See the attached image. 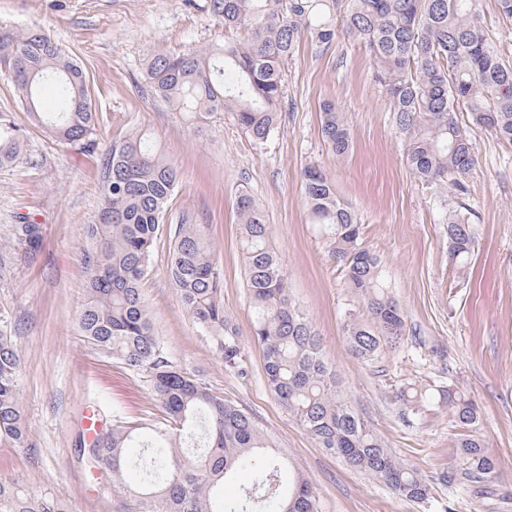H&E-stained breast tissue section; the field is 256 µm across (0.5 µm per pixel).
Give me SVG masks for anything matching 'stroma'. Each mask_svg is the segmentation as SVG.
Listing matches in <instances>:
<instances>
[{"label": "stroma", "instance_id": "1", "mask_svg": "<svg viewBox=\"0 0 512 512\" xmlns=\"http://www.w3.org/2000/svg\"><path fill=\"white\" fill-rule=\"evenodd\" d=\"M204 0H0V25L39 28L85 66L100 117L96 154H81L41 129L29 151L0 168V315L20 355L19 388L29 440L0 439V477L32 493L57 495L67 512H120L124 494L82 460L81 422L90 408L104 420L146 427L161 414L142 374L84 341L77 317L87 273L85 227L101 201V160L113 141L139 130L177 169L164 230L143 288L169 359L226 401L244 409L288 459L289 473L312 484L321 512H512V144L458 115L478 163L465 203L476 227L471 264L458 273L448 251V196L425 188L406 162V138L375 80L359 40L342 33L328 50L303 36L288 64L282 122L256 145L232 120L204 130L153 100L145 60L223 41ZM333 102L352 149L333 155L321 134V106ZM333 180L355 211L360 243L379 261L403 313L405 334L366 362L351 356L345 326L359 299L309 220L303 172ZM248 190L270 226V245L288 276L292 300L309 316L344 400L429 488L423 502L394 495L318 448L267 388L262 348L253 339L244 254L234 204ZM211 227L224 309L243 354L229 372L208 334L184 312L166 275L170 240L185 216ZM40 225L30 249L10 236L20 217ZM452 386L481 409L478 436L495 457L494 478L478 488L449 480L460 433L448 406L425 392Z\"/></svg>", "mask_w": 512, "mask_h": 512}]
</instances>
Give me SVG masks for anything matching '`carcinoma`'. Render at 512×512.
Returning <instances> with one entry per match:
<instances>
[{"instance_id":"1","label":"carcinoma","mask_w":512,"mask_h":512,"mask_svg":"<svg viewBox=\"0 0 512 512\" xmlns=\"http://www.w3.org/2000/svg\"><path fill=\"white\" fill-rule=\"evenodd\" d=\"M205 7L239 37L150 56L143 74L150 94L199 129L229 114L261 146L280 123L285 66L301 36L307 33L325 48L345 30L374 60L376 79L408 139L409 168L424 185L442 186L455 199L446 225L448 249L457 269L466 270L476 236L463 196L476 154L457 112H469L474 124L512 143V65L484 30L475 0H345L342 6L339 0H206ZM0 74L13 83L30 125L80 152H95L98 123L87 74L61 44L39 29L1 28ZM321 132L334 154L349 152L348 125L331 103L322 106ZM27 144V128L12 113L0 112V168L20 163ZM102 169V203L82 250L87 281L79 327L95 350L144 375L163 417L145 440L132 427L105 426L98 439L82 442V459L122 488L128 512H319L307 480H285L288 461L271 452L274 442L258 423L174 366L163 350L143 283L178 171L137 131L112 143ZM303 182L310 223L363 304L364 313H353L346 324L349 351L369 361L382 345L399 342L403 316L386 291L378 259L361 247V224L332 179L309 166ZM236 213L253 339L264 352L268 388L318 447L403 499L427 500L429 489L417 470L397 460L339 394L311 320L290 298L263 211L245 190L238 193ZM209 229L184 218L167 275L192 322L213 336L224 368L234 370L242 351L224 312V282ZM11 235L35 248L40 225L15 224ZM5 323L0 316V437L21 446L29 430L20 403V359ZM438 395L464 429L455 445L461 474L472 482L491 478L496 462L475 437L476 403L451 387ZM237 470L253 471L251 484L234 500L216 496L226 474ZM0 512L65 509L51 492L31 494L0 478Z\"/></svg>"}]
</instances>
